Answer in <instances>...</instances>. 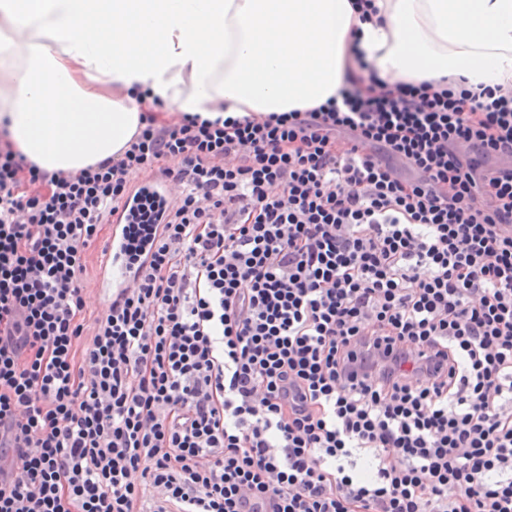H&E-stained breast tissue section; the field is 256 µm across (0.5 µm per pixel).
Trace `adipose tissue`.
Instances as JSON below:
<instances>
[{
  "label": "adipose tissue",
  "mask_w": 512,
  "mask_h": 512,
  "mask_svg": "<svg viewBox=\"0 0 512 512\" xmlns=\"http://www.w3.org/2000/svg\"><path fill=\"white\" fill-rule=\"evenodd\" d=\"M0 0V131L47 172L119 152L159 124L306 111L356 80L512 89V0Z\"/></svg>",
  "instance_id": "adipose-tissue-1"
}]
</instances>
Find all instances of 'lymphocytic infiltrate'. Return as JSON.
Wrapping results in <instances>:
<instances>
[{"label": "lymphocytic infiltrate", "mask_w": 512, "mask_h": 512, "mask_svg": "<svg viewBox=\"0 0 512 512\" xmlns=\"http://www.w3.org/2000/svg\"><path fill=\"white\" fill-rule=\"evenodd\" d=\"M141 170L178 197L87 319ZM0 512H512V94L146 113L77 176L1 142ZM118 217V214L115 215L113 218L116 220ZM112 217L109 219V223L105 224L104 229L101 234V239L92 246L89 251L86 254V266H87V273L88 277L91 282H93L100 274V265H101V246L103 245L104 241L110 236L112 226Z\"/></svg>", "instance_id": "f902f5d3"}]
</instances>
